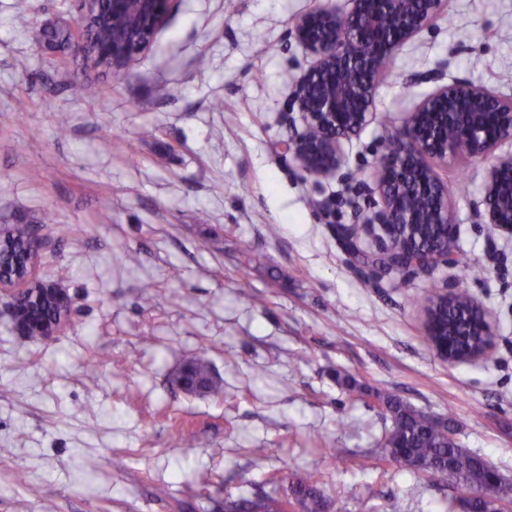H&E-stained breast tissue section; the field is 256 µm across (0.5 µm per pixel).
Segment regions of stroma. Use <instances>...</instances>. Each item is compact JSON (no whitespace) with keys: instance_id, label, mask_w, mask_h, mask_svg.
<instances>
[{"instance_id":"obj_1","label":"stroma","mask_w":512,"mask_h":512,"mask_svg":"<svg viewBox=\"0 0 512 512\" xmlns=\"http://www.w3.org/2000/svg\"><path fill=\"white\" fill-rule=\"evenodd\" d=\"M18 2L0 0V225L37 223L35 274L67 289L72 316L33 342L0 299V512H222L308 472L330 512H442L446 482L375 456L388 393L454 416L460 444L512 481V237L482 218L488 162L439 166L467 273L374 281L341 236L381 247L377 167L424 98L458 81L512 97V0H447L391 58L328 177L285 148L306 130L294 90L313 63L294 25L350 0H173L94 98L70 90L81 58L38 38L80 0ZM438 288L486 312L485 357L437 356ZM199 354L220 396L172 384Z\"/></svg>"}]
</instances>
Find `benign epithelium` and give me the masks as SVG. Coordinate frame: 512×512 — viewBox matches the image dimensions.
Here are the masks:
<instances>
[{
	"instance_id": "1",
	"label": "benign epithelium",
	"mask_w": 512,
	"mask_h": 512,
	"mask_svg": "<svg viewBox=\"0 0 512 512\" xmlns=\"http://www.w3.org/2000/svg\"><path fill=\"white\" fill-rule=\"evenodd\" d=\"M172 0H109L103 13L100 0H84L77 20L74 46L88 66L113 75L119 74L153 44L164 25ZM444 0H352V8L341 14L330 7H319L301 17L295 37L314 57L313 65L297 81L294 98L307 130L287 144L302 169L315 177L334 174L343 164L341 141L361 131L370 121L382 71L386 63L413 35L427 27L440 13ZM116 16L124 20L112 25ZM426 112L437 116V123L455 122L456 140L443 141L437 127L424 124ZM512 139V98L467 82L441 87L425 98L409 115L404 131L395 141V150L385 155L381 166L385 179L378 182L383 209L378 217L382 238L403 224H414L412 213L399 209L397 199L408 190L414 173L424 171L432 194L440 207L432 210V223H455L448 206L447 186L430 164L434 158L462 155L492 160L483 200L487 223L512 235V183L504 184L501 175L512 171V155L496 157L498 145ZM5 227H0V295L10 296L9 314L21 307L38 315L51 307L54 316L42 323V338L55 335L70 320L71 301L64 288L35 278L34 271L42 239L30 238L28 269L22 276L13 272L4 253ZM382 260L371 271L414 269L426 272L436 264H453L455 255L443 250L429 253L414 248L409 252L379 249ZM502 484L493 470L482 487L466 489L457 506L467 512L469 504L483 497L494 501L498 512H512V502L498 498L494 489Z\"/></svg>"
}]
</instances>
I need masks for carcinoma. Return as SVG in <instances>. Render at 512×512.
<instances>
[{
	"label": "carcinoma",
	"instance_id": "cac0c4a2",
	"mask_svg": "<svg viewBox=\"0 0 512 512\" xmlns=\"http://www.w3.org/2000/svg\"><path fill=\"white\" fill-rule=\"evenodd\" d=\"M41 36L48 46L63 47L70 43L71 30L65 25L47 24L42 28ZM447 241L445 224H415L411 236L394 237L396 245L419 244L432 250L446 245ZM429 315L435 332L431 340L448 338L450 359L467 360L483 349L486 343V337L481 335L484 316L465 292L456 293L451 306L441 297L432 301ZM174 382L182 384L188 392L221 393L211 377L210 362L203 356L190 360L184 371L175 376ZM380 401L391 418V428L379 444V459L390 460L402 455L406 459L404 465L421 471L427 479L448 481L451 494L443 512H454L457 492L484 480L490 462L462 448L453 438L456 430L452 418L424 414L393 395H385ZM297 483L306 488L301 500L303 512H325L328 500L320 489V476L309 473L298 478ZM234 504L242 505L241 512H282L280 500L273 494L240 497Z\"/></svg>",
	"mask_w": 512,
	"mask_h": 512
}]
</instances>
